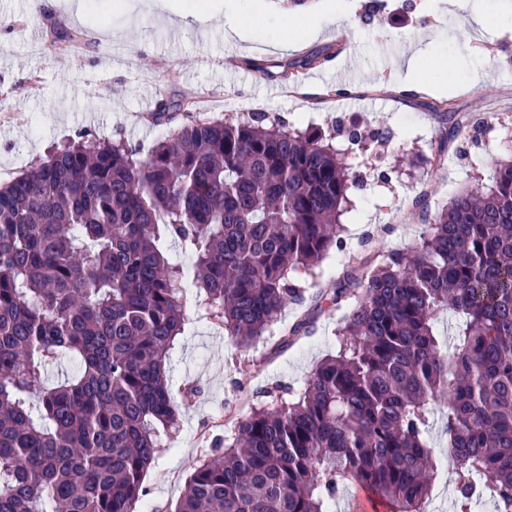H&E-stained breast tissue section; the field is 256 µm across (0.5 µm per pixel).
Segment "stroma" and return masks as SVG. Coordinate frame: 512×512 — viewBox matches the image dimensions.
Wrapping results in <instances>:
<instances>
[{
	"label": "stroma",
	"instance_id": "35a3bbf8",
	"mask_svg": "<svg viewBox=\"0 0 512 512\" xmlns=\"http://www.w3.org/2000/svg\"><path fill=\"white\" fill-rule=\"evenodd\" d=\"M124 0H0V174H20L50 149L88 132L122 140L146 158L156 143L194 119L221 120L254 109L284 119L289 129H330L334 119L383 132L382 141L350 145L336 136L357 185L341 216L344 246L329 252L318 278L296 277L305 298L341 278L371 240L380 252L419 243L438 210L462 189L489 188L495 164L512 160V0H466L480 6L485 27H473L451 0H386L374 21L364 14L374 0H341L348 16L317 39L304 37L305 9L280 16L269 0L264 16L240 13L251 35L227 36L226 0H171L179 8L213 11L212 20L181 30L124 7ZM67 32L59 39L50 31ZM309 55L318 67L283 80L279 65ZM357 61L347 88L336 84L344 57ZM269 64L261 82L253 61ZM193 110L154 122L161 105L182 96ZM448 99L457 116L475 112L495 126L494 139L472 130L447 138V116L433 111ZM469 157L454 175L434 173L437 152ZM184 331L170 352V384L200 395L181 404L176 429L160 430L158 456L144 477L146 495L137 512H174L192 468L216 445H229L235 424L253 408L303 386L316 364L335 355L339 311L313 314V333L280 347L284 328L305 312L289 303L279 320L251 346L237 347L212 319L204 297L186 284Z\"/></svg>",
	"mask_w": 512,
	"mask_h": 512
}]
</instances>
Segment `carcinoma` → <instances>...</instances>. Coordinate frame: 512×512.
<instances>
[{
	"mask_svg": "<svg viewBox=\"0 0 512 512\" xmlns=\"http://www.w3.org/2000/svg\"><path fill=\"white\" fill-rule=\"evenodd\" d=\"M352 186L324 133L265 112L194 121L145 159L71 139L0 187V512H136L171 428L168 360L182 268L248 345L343 247ZM321 300L347 311L337 354L191 473L176 512H334L364 488L384 512H427L440 427L453 512L490 482L512 512V161L439 210L419 246L356 261ZM458 318L438 335V318ZM62 356L76 369L47 382Z\"/></svg>",
	"mask_w": 512,
	"mask_h": 512,
	"instance_id": "1",
	"label": "carcinoma"
}]
</instances>
